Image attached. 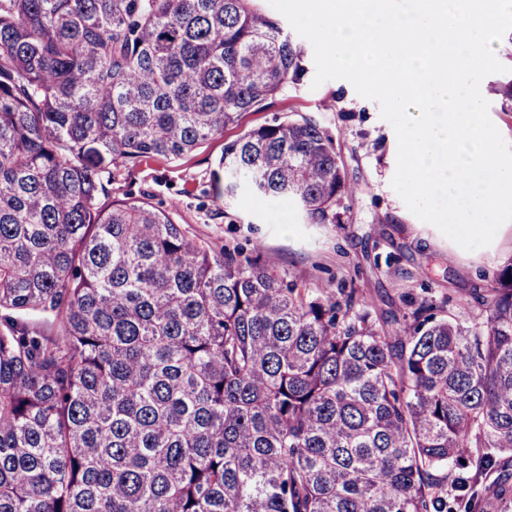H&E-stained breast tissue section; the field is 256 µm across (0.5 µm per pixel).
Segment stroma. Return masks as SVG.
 <instances>
[{"instance_id": "stroma-1", "label": "stroma", "mask_w": 512, "mask_h": 512, "mask_svg": "<svg viewBox=\"0 0 512 512\" xmlns=\"http://www.w3.org/2000/svg\"><path fill=\"white\" fill-rule=\"evenodd\" d=\"M300 46L306 66L300 81L285 86L263 110L225 127L197 152L123 170L110 187L112 194L147 200L170 213L190 236L260 257L299 287L356 289L372 303L378 320L409 312L413 298L459 312L463 301L485 293L496 271L512 262V221L503 224L496 242L467 251L417 218L391 186L397 143L378 103L359 96L342 79L313 86V48L306 40ZM496 48L506 70L484 79V97L492 122L512 143V99L496 91L512 81V32ZM304 116L316 119L331 136L351 187L336 204L338 223H307L296 205L270 203L245 191L226 202L218 199V161L225 143L243 130Z\"/></svg>"}]
</instances>
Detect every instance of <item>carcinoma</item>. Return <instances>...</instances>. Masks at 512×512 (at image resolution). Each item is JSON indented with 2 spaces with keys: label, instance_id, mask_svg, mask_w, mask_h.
<instances>
[{
  "label": "carcinoma",
  "instance_id": "carcinoma-1",
  "mask_svg": "<svg viewBox=\"0 0 512 512\" xmlns=\"http://www.w3.org/2000/svg\"><path fill=\"white\" fill-rule=\"evenodd\" d=\"M252 2L0 0V512H475L448 466L512 457V262L393 334L109 194L300 79ZM219 167L310 224L348 191L307 117Z\"/></svg>",
  "mask_w": 512,
  "mask_h": 512
}]
</instances>
